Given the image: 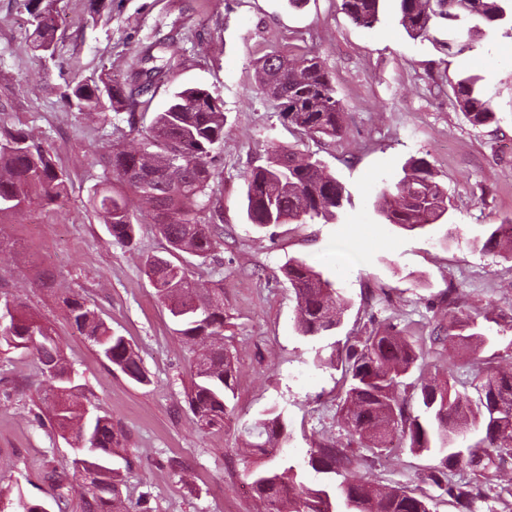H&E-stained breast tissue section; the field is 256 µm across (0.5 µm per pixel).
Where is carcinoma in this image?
<instances>
[{
	"mask_svg": "<svg viewBox=\"0 0 512 512\" xmlns=\"http://www.w3.org/2000/svg\"><path fill=\"white\" fill-rule=\"evenodd\" d=\"M381 0H341V10L358 26L373 28L379 22ZM399 23L413 38L430 39L439 26L448 29L439 49L462 54L471 48L479 24L503 30L512 37V0H395ZM60 0H24L32 31L31 48L44 61L38 77L55 62L58 42L56 17ZM178 65L174 46L143 47L123 81L89 76L66 86L64 105L79 114H96L103 122L109 113L124 112L130 130L138 129L159 84ZM260 92L282 96L277 102L288 125L311 139L340 135L343 108L336 98L333 77L308 50L270 51L258 59ZM479 77L466 76L453 85L456 103L474 127L496 119L490 100L478 89ZM224 143V103L208 89L187 86L174 91L163 111L156 113L141 133L140 146L112 145L105 175L95 185L88 204L103 219L115 241L130 244L135 224H153L172 254L189 253L203 260L216 257L224 244V229L211 222L212 196L218 176L213 158ZM69 175L53 155L25 129L0 120V215L35 201H54L65 195ZM246 219L259 229L280 224L319 220L334 224L351 203L346 185L322 162L277 145L263 163L245 174ZM141 203L140 218L129 212L124 191ZM383 224L406 231L433 224L457 229L449 212L448 197L428 160L412 157L403 176L385 186L373 203ZM481 251L512 258V220L490 226L475 240ZM282 273L296 300L295 328L307 340L336 335L349 309V301L335 282L305 258H290ZM145 275L176 324V333L194 342V377L185 401L197 427L203 431L224 426L228 401L235 395V364L224 347V292L201 291L185 267L168 258L151 257ZM73 328L84 336L112 366L139 384L149 378L131 343L112 329L77 297L64 299ZM448 305L457 309L455 326L473 330L476 324L458 303L457 289H448ZM32 352L42 372L53 370L55 382L51 409L56 428L69 444L93 449L89 465L72 460L71 478L51 473L49 479L62 498L78 489L80 512H124L120 486L124 477L112 467L111 458L120 438L106 411L95 414V423L84 422L86 410L76 398L81 385L74 380L52 329L20 313L14 301L0 299V347ZM422 350L418 340L392 326L372 327L346 345L339 414L349 444L379 451L398 440L414 454L435 453L439 468L428 479L452 499L457 512H473L483 497V479L490 470L501 471L497 457L512 449V369L502 371L477 363L474 389L477 397L455 390L448 378L419 372L410 387L403 378L418 367ZM418 399L423 414L411 410ZM503 413L495 420L491 408ZM242 451L266 458L271 449L290 441L288 424L278 405L265 417L244 425ZM346 448L317 443L306 465L321 475L316 486L301 481L299 466L281 462L252 470L250 488L259 512H431L425 498L403 487L376 479L358 478L349 471ZM465 465L468 481L448 480V470Z\"/></svg>",
	"mask_w": 512,
	"mask_h": 512,
	"instance_id": "cac0c4a2",
	"label": "carcinoma"
}]
</instances>
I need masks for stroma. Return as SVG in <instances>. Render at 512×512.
<instances>
[{"label":"stroma","mask_w":512,"mask_h":512,"mask_svg":"<svg viewBox=\"0 0 512 512\" xmlns=\"http://www.w3.org/2000/svg\"><path fill=\"white\" fill-rule=\"evenodd\" d=\"M60 63L42 65L26 45L22 0H0V106L21 122L68 171L65 199L0 215V293L49 325L82 386L81 402L112 416L121 433L113 467L128 512H256L247 470L235 453L242 423L271 405L284 408L291 440L283 457L301 463L318 441L344 444L336 415L341 373L313 363L314 342L294 330L296 302L281 273L293 257L320 262L352 307L337 340L368 324H391L412 336L451 325L445 303L457 289L484 343L452 339L424 345L426 371L453 372L471 392L475 364H512V262L481 252L473 240L492 224L512 220V38L483 28L470 51L457 55L435 41L411 39L399 26L394 0H383L381 22L354 24L340 0H110L92 21L89 0H61ZM173 37L181 65L158 88L151 109H164L181 85L207 88L224 102V145L214 162L213 202L224 229L217 262L190 258L201 287L224 291V344L237 357L234 409L222 428L199 431L184 402L193 347L174 324L143 273L147 256L164 254L154 225L137 227L132 244L116 242L88 206L104 176L103 155L115 142L140 137L125 114L109 125L65 108L69 83L94 73L125 75L155 35ZM312 51L334 78L345 113L341 138L313 140L288 128L276 102L259 91L255 61L291 47ZM480 76L496 124L472 126L455 104L454 83ZM274 145L314 153L349 188L351 206L333 224H284L268 234L248 224L244 174ZM424 157L439 174L459 230L405 231L380 223L372 203L398 180L410 157ZM82 298L138 352L150 382L138 384L105 365L74 330L63 303ZM52 381L25 350L0 348V494L47 500L49 472L71 471L68 441L44 404ZM351 469L429 498L433 512H455L428 479L438 457L391 448L375 457L351 448Z\"/></svg>","instance_id":"obj_1"}]
</instances>
